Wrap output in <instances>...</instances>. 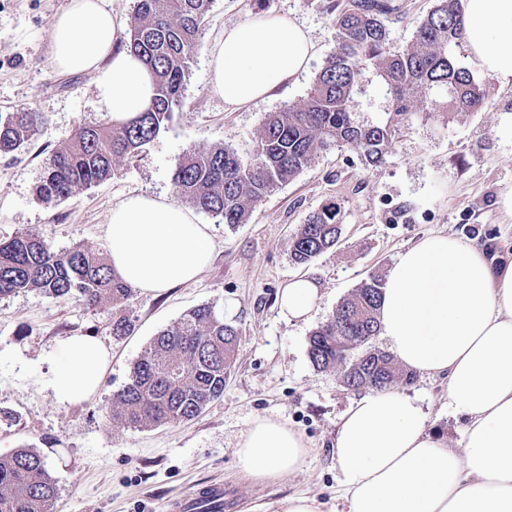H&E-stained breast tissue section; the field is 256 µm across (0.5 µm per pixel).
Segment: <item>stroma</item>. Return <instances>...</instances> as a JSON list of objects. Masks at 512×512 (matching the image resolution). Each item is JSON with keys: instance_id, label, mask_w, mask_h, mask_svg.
<instances>
[{"instance_id": "35a3bbf8", "label": "stroma", "mask_w": 512, "mask_h": 512, "mask_svg": "<svg viewBox=\"0 0 512 512\" xmlns=\"http://www.w3.org/2000/svg\"><path fill=\"white\" fill-rule=\"evenodd\" d=\"M67 3L0 0V112L32 108L45 117L29 145L0 155V239L34 229L58 251L79 243L109 253L113 207L136 194L175 198L172 168L187 148L221 143L250 156L268 115L302 104L336 47L330 0H212L183 108L168 127L138 157L117 161L109 179L65 199L43 200L36 188L47 158L69 143L80 122L109 120L91 76L60 74L48 65L53 18ZM388 3L391 46L398 51L411 44L436 0ZM258 12L294 17L317 52L294 83L230 109L206 85L210 44L224 26ZM476 78L489 87L481 111L452 115L444 126L414 117L381 166H366L355 150L339 147L276 188L247 223L232 228L199 213L200 223L211 227L214 251L194 282L157 295L136 290L127 301L98 309L76 293L0 299V446L44 455L58 487L52 512H166L169 503L211 483L224 486V512H278L282 500L296 495L315 498L319 512H345L331 445L356 394L336 370L313 367L312 331L363 279L388 274L398 256L427 235L451 233L512 258V220L499 205L501 191L512 186V86L481 72ZM330 203L340 211L338 244L308 264L293 263L300 225ZM298 276L315 278L322 298L307 321L291 322L279 313L278 293ZM212 302L239 330L223 397L186 422L148 430L112 423L108 404L153 337ZM123 315L134 330L113 335L112 322ZM73 333L95 336L112 362L95 396L62 408L42 381L50 370L47 353ZM403 391L418 400L428 427L441 431L449 447H462L465 421L448 403L447 378L418 373ZM258 417L288 424L309 448L297 471L273 483L252 480L237 460L238 442Z\"/></svg>"}]
</instances>
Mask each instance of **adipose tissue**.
<instances>
[{
	"instance_id": "ef3b65f1",
	"label": "adipose tissue",
	"mask_w": 512,
	"mask_h": 512,
	"mask_svg": "<svg viewBox=\"0 0 512 512\" xmlns=\"http://www.w3.org/2000/svg\"><path fill=\"white\" fill-rule=\"evenodd\" d=\"M471 62L512 84V0H464ZM122 21L111 0H69L50 37V65L91 76L98 104L121 124L148 107L151 74L120 46ZM309 33L292 17L258 12L215 38L206 72L210 92L238 108L270 98L314 56ZM107 237L114 275L156 293L195 281L214 242L207 225L175 200L131 195L112 209ZM380 324L409 370L448 379V400L465 421V444L449 447L428 429L415 399L389 389L349 405L333 441L348 512H512V261L450 234L424 237L401 254L382 288ZM320 299L315 279L279 292L281 315L307 319ZM42 386L61 407L98 391L111 355L90 335L60 339ZM309 449L287 424L256 418L237 458L255 481L293 473Z\"/></svg>"
}]
</instances>
